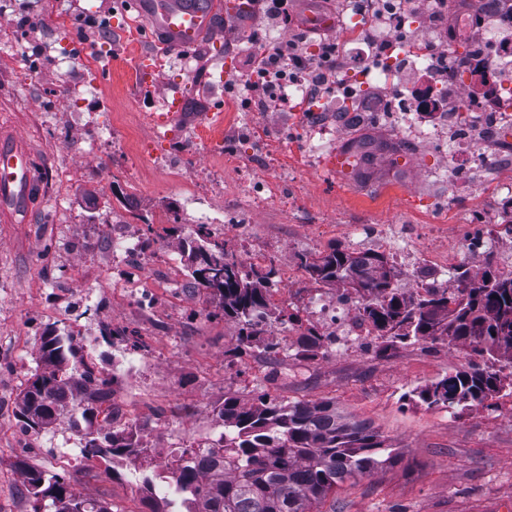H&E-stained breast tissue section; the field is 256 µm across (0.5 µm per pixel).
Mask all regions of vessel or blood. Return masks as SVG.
Listing matches in <instances>:
<instances>
[{
  "mask_svg": "<svg viewBox=\"0 0 512 512\" xmlns=\"http://www.w3.org/2000/svg\"><path fill=\"white\" fill-rule=\"evenodd\" d=\"M148 29L164 47L191 52L215 34L214 19L223 0H131ZM31 142L13 130H0V223L30 224L42 207L46 181L34 165Z\"/></svg>",
  "mask_w": 512,
  "mask_h": 512,
  "instance_id": "vessel-or-blood-1",
  "label": "vessel or blood"
}]
</instances>
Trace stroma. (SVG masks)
Returning a JSON list of instances; mask_svg holds the SVG:
<instances>
[{"mask_svg":"<svg viewBox=\"0 0 512 512\" xmlns=\"http://www.w3.org/2000/svg\"><path fill=\"white\" fill-rule=\"evenodd\" d=\"M93 14L109 34L84 40L97 46L98 75L85 76L81 49L57 53L52 21ZM261 22L240 33L210 39L190 64L157 47L127 0H7L0 9V123L35 145L37 159L54 179L44 211L32 224H0V387L20 393L43 372L44 336L71 337L80 355L104 373L141 337L140 372L132 381H110L142 418L138 454L99 476L102 459L67 473L71 490L111 503L113 512H150L155 494L142 477L157 471L159 457L215 437V411L226 396L254 403L260 396L285 401L335 400L337 407L371 423L399 448L401 462L351 480L329 496L321 512H503L512 503V399L497 410L476 406L453 415L410 397L414 388L450 373L461 363L446 342L407 341L365 358L317 349L307 359L272 354L256 344L234 356L237 326L216 315L205 298L186 295L173 315H149L105 293L107 225L125 218L143 235L154 222L159 244L179 257V281L188 283L184 247L195 239L199 193L214 212L244 204L237 189L258 174L284 178L294 202L274 195L251 212L246 237L208 225L212 239L241 255L247 248L274 259L278 269L298 267L301 254L335 246L364 250L366 226L384 224L396 247L418 248L436 227L435 258L455 249L469 213H491L495 194L486 178L455 186L441 180L443 155L393 136L380 120L365 119L357 133L332 117L324 146L308 155L302 146L272 134L305 117L299 112L243 111L227 84L241 83L259 49ZM40 56L32 69V56ZM30 82H23L25 72ZM73 83L85 110L101 127L93 135L62 85ZM178 95L182 115L169 124L149 123L151 112ZM205 127L217 128L199 149L187 144ZM268 141L262 168L250 160L232 164L241 139ZM340 151L359 163L340 180L329 163ZM179 158L180 175L167 179L164 165ZM454 204H446L447 196ZM122 329L107 336L106 327ZM17 408L0 407V512H33L23 486L24 469L53 473L54 451L66 447L59 421L22 431Z\"/></svg>","mask_w":512,"mask_h":512,"instance_id":"35a3bbf8","label":"stroma"}]
</instances>
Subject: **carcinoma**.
I'll use <instances>...</instances> for the list:
<instances>
[{"instance_id": "cac0c4a2", "label": "carcinoma", "mask_w": 512, "mask_h": 512, "mask_svg": "<svg viewBox=\"0 0 512 512\" xmlns=\"http://www.w3.org/2000/svg\"><path fill=\"white\" fill-rule=\"evenodd\" d=\"M211 251L207 275L189 267L191 286L218 304L224 318L238 326L235 351L250 352L265 333L270 317V288L279 270L274 260L244 269L224 243L203 240L190 246L195 252ZM386 256L373 250L336 248L299 257V267L317 285L359 286L370 297L361 317L373 325L377 336L390 342L408 339L435 342L448 348L469 347L473 360L448 375L412 391L429 408L466 410L481 406L497 409L494 399L512 381L503 371L512 369V275L485 270L457 272V294L435 291L414 299L393 285L381 272ZM224 285L213 294L210 286ZM41 358L48 370L37 374L19 394L17 416L25 429L40 427L24 407L42 412L43 424L72 408L85 417L95 407L84 381L93 376L76 357L71 341L61 336L43 338ZM73 367H67L69 358ZM224 431L197 447L182 448L166 464V475L183 495L185 512H317L318 505L336 486L370 476L398 461V452L372 425L338 409L331 401L309 403L263 399L248 405L235 396L224 398L217 410ZM92 457L123 458L136 447L134 433L120 429L94 436L84 434ZM24 487L33 499V512H51L56 500L66 499L76 512H112L109 503L82 498L70 490L66 475L27 469Z\"/></svg>"}]
</instances>
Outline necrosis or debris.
I'll use <instances>...</instances> for the list:
<instances>
[{"instance_id":"obj_1","label":"necrosis or debris","mask_w":512,"mask_h":512,"mask_svg":"<svg viewBox=\"0 0 512 512\" xmlns=\"http://www.w3.org/2000/svg\"><path fill=\"white\" fill-rule=\"evenodd\" d=\"M436 11L433 18L417 13L408 0H341V39L335 53L304 45L300 51L312 58V70L281 72L270 66L245 77L287 98L292 112L313 113L322 103L327 111L353 122L360 113H380L394 134L451 153L453 160L442 173L448 181L461 183L495 172L498 214L474 216L458 250L443 264H435L423 247L411 253L391 248L384 229L376 230L377 246L390 249L393 264L406 272L405 292L413 296L442 289L448 272L486 254L497 242L500 221L512 218V158L497 150L502 126L512 123V78L499 74L507 59L500 33L512 30V14L492 15L477 33L470 10L449 16L441 0ZM454 45L462 47L465 66L448 82L431 80L433 65ZM408 68L420 76L416 87L402 81ZM168 262L159 249L115 227L108 286L145 310H164L161 290L144 287L140 273ZM364 302L353 288L337 290L332 299L314 290L307 309L327 345L368 357L377 338L359 314Z\"/></svg>"}]
</instances>
